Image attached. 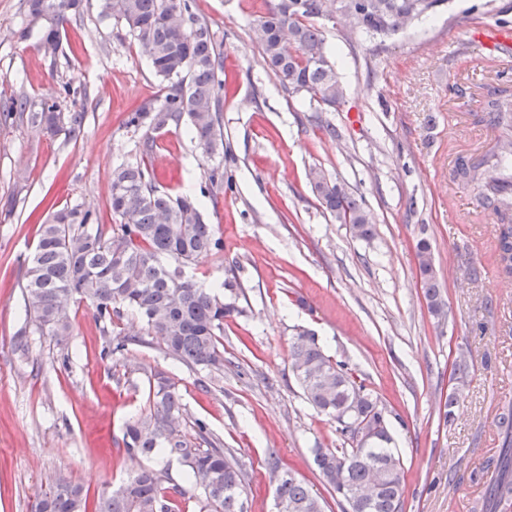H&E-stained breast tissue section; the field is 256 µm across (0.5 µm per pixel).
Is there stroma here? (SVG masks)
Segmentation results:
<instances>
[{
  "label": "stroma",
  "mask_w": 512,
  "mask_h": 512,
  "mask_svg": "<svg viewBox=\"0 0 512 512\" xmlns=\"http://www.w3.org/2000/svg\"><path fill=\"white\" fill-rule=\"evenodd\" d=\"M266 0H193L224 52V153H204L186 125L155 132L151 163L159 190L188 194L221 238L186 273L232 282L238 308L225 318L224 372L211 377L165 356L158 338L104 355L86 303L74 304L66 345L29 338L23 273L53 210L74 204L112 223L113 169L134 158L140 135L130 112L159 97L162 83L139 43L102 0H82L47 55L38 36L21 41L26 0H0V512H32L59 471L89 498L115 488L131 462L126 423L148 405L150 374L165 373L195 420L230 448L247 476V512H276L268 459L292 470L340 512L313 468L314 445L340 447L336 425L305 400L291 366L298 334L317 336L388 410L405 471L404 512H471V479L499 446L495 416L512 404V278L492 258L496 218L477 202L459 159L491 151L500 134L486 104L512 102V54H487L476 26L512 28V0H442L414 26L384 39L346 37L322 22L345 88L335 109L318 112L288 95L252 41ZM85 111L66 139L22 121L7 106L18 95ZM337 137H330L328 127ZM223 183L210 184L212 169ZM362 198L374 234L336 223L308 181L310 169ZM429 239L447 317L428 310L416 243ZM468 375L452 422L443 414L451 369Z\"/></svg>",
  "instance_id": "obj_1"
}]
</instances>
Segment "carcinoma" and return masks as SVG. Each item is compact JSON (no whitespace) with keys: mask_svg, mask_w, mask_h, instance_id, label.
<instances>
[{"mask_svg":"<svg viewBox=\"0 0 512 512\" xmlns=\"http://www.w3.org/2000/svg\"><path fill=\"white\" fill-rule=\"evenodd\" d=\"M440 0H277L253 28V40L281 86L290 94L303 93L322 112L344 96L318 21L328 20L333 8H352L363 14L358 32L388 36L401 22L413 24L428 15ZM32 22L18 31L25 39L41 13L49 14L40 30V43L51 41L60 50L59 26L79 14V0H26ZM103 14L122 23L148 55L157 76L166 85L155 100L131 112L127 127L160 130L186 120L192 139L205 152L224 150L221 130L224 61L208 24L192 10L191 0H103ZM21 114L33 126L44 127L68 138L77 136L85 113L62 116L56 103L33 105L27 98L16 101ZM491 122L512 132V110L498 100L487 104ZM153 138L145 133L135 159L112 172L109 206L114 224H101L81 205L53 211L45 224L33 258L26 266L24 299L39 335L67 343L74 335L70 308L88 302L102 335L110 333L114 318L130 310L142 322V331L157 336L165 355L190 369L224 372V354L218 336L224 318L237 311L212 288L185 275L184 269L198 256L222 249L213 225L205 222L196 203L186 197L158 190L149 159ZM512 138H501L497 150L478 162L460 161L457 172L482 189L480 206L498 218L494 261L512 276V198L483 188L493 173L509 167ZM310 184L325 212L340 224L352 223L356 235L369 238L373 225L358 200L347 190L313 169ZM424 298L430 313L445 316L430 242L416 244ZM141 331L119 332L108 340L104 354L122 352L140 341ZM291 368L306 402L336 422V434L345 448L323 453L311 449L322 480L336 492L342 512H403L402 460L389 447L392 435L386 407L356 382L346 364L325 353L315 336L298 335L291 350ZM149 406L126 425L125 454L131 460L174 457L186 468L190 490L198 493L199 512H245L240 491L246 475L230 449L220 439L209 447L193 445L183 433L184 408L175 384L162 373L148 378ZM502 438L498 455L485 460L473 472L489 483L482 504L484 512L512 500V405L496 416ZM166 470L141 469L118 489L101 492L89 507L88 491L64 472L55 474L37 500L35 512H175L167 488ZM377 490L374 504L364 509L358 495ZM277 512H324V500L308 483L290 476L275 487Z\"/></svg>","mask_w":512,"mask_h":512,"instance_id":"1","label":"carcinoma"}]
</instances>
